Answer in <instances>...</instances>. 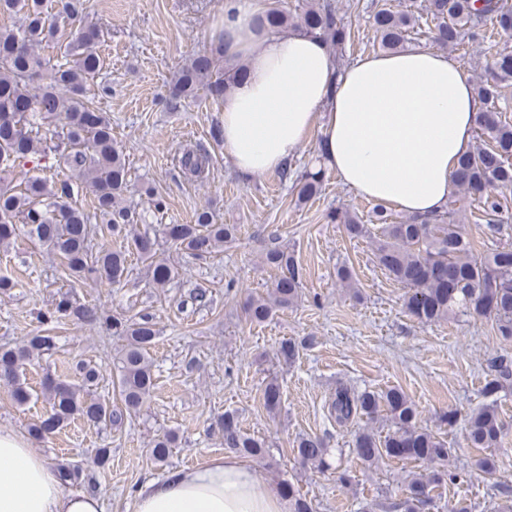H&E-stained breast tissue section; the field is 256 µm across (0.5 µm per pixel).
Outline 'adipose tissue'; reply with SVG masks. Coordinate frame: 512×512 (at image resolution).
<instances>
[{
  "label": "adipose tissue",
  "instance_id": "1",
  "mask_svg": "<svg viewBox=\"0 0 512 512\" xmlns=\"http://www.w3.org/2000/svg\"><path fill=\"white\" fill-rule=\"evenodd\" d=\"M270 0H224V58L246 64L226 94L221 145L233 170L260 177L288 164L312 130L320 162L356 194L415 216L441 213L450 176L473 144L480 101L446 53L412 48L345 69L325 43L273 34L256 18ZM135 512H286L237 455L213 456L142 483ZM0 512H103L98 496L63 486L26 437L0 430Z\"/></svg>",
  "mask_w": 512,
  "mask_h": 512
}]
</instances>
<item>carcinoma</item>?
Instances as JSON below:
<instances>
[{"label": "carcinoma", "instance_id": "carcinoma-1", "mask_svg": "<svg viewBox=\"0 0 512 512\" xmlns=\"http://www.w3.org/2000/svg\"><path fill=\"white\" fill-rule=\"evenodd\" d=\"M426 18L433 23L432 40L456 51L469 37L485 33L492 25L512 33V3L509 0H427ZM17 16L18 22L0 25V246L8 248L19 236L47 249L60 261L70 287L80 283L116 284L128 273L133 256L148 264L150 280L164 287L178 274L177 268L157 256L156 240L133 230L134 213L122 205L127 191L126 158L112 138V125L104 113L85 97L86 87L103 68L95 45L104 38L96 23L89 20L82 0H58L55 14L43 11V0H0V16ZM419 18L411 13L380 8L371 16V25L380 47L402 51L412 43ZM257 26L272 32L292 29L340 47L350 37V29L339 15L334 0H313L305 5L301 20L295 21L284 9L273 8L257 18ZM63 47L62 59L42 53L49 44ZM222 42L208 52L193 55L176 72L168 89L167 103L175 108L183 100L202 91L215 102L243 68L226 71ZM512 83V50L495 53L492 65L476 77L475 93L481 102L476 115L478 142L458 160L451 182L456 190L481 203L485 211L496 212L492 191L512 189V124L492 107L499 89ZM57 139L47 147V137ZM63 150L66 166L80 184L89 188L93 213L73 201L74 186L65 179L50 181L39 175L14 182L15 173L30 165L37 169L48 158V150ZM181 173L189 180L209 174L210 155L202 148L185 151L179 158ZM324 171L307 172L297 179V200L306 203L321 191ZM379 227L373 233L359 217L346 209L331 210L326 219L341 224L353 239L368 237L374 245L377 264L388 277L405 289L407 312L423 323L445 321L457 313L490 319L499 335L512 338V247L496 249L483 256L472 254L470 242L460 226L443 214L409 216L393 220L381 207L374 208ZM102 220L110 236L120 239L114 249L102 245L92 251V238ZM235 224H218L206 208L195 214L190 224H163L161 233L172 247L204 259L224 242L235 238ZM265 264L275 275L267 295L246 298L245 320L262 324L277 311L294 306L303 288L301 267L287 251L273 248L265 254ZM97 311L73 299L71 292L57 295L51 311L43 315L46 328L26 338L15 348L0 347V377L16 403L31 399L29 387L20 379L21 368L35 355L57 349L55 329L64 320L94 322ZM112 335L126 344L120 356L117 387L122 407L96 398H83L80 390L53 378L42 384L49 410L30 430L41 438L55 432L78 415L92 426L122 422L124 414L141 409L155 387L149 350L157 336L155 324L146 315L137 320L110 319ZM299 355L292 340L280 343L276 358L290 364ZM512 381V367L492 366L483 393L491 397ZM282 391L277 377L263 389L265 405L278 408ZM329 416L344 427L359 418L370 421L380 416L391 422L392 430L380 436L369 429L354 433L352 453L363 465L396 459L433 465L448 460V442L418 424L416 404L400 389L355 391L339 385L328 406ZM224 447L247 458H266L265 441L242 429L234 412H225L218 421ZM503 433L497 402L484 404L467 420L466 438L472 448H496ZM174 439L163 436L154 441L151 455L158 463L167 460ZM303 466H325L327 448L317 436L304 435L296 446ZM454 474L433 470L416 473L405 484L401 512H422L433 502V492ZM290 512H314L312 503L297 494L291 483L284 486Z\"/></svg>", "mask_w": 512, "mask_h": 512}]
</instances>
